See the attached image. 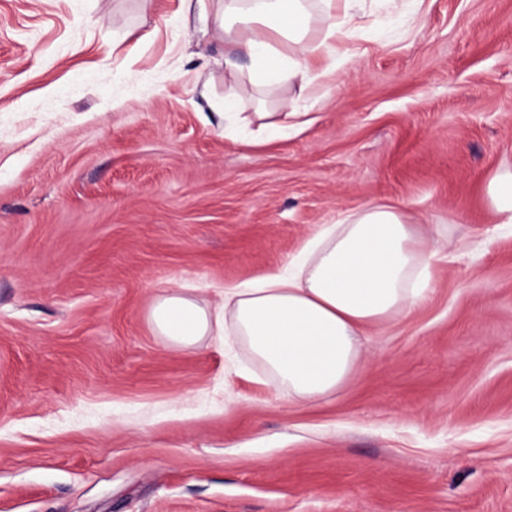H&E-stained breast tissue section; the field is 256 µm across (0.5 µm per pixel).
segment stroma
Instances as JSON below:
<instances>
[{"instance_id":"35a3bbf8","label":"stroma","mask_w":512,"mask_h":512,"mask_svg":"<svg viewBox=\"0 0 512 512\" xmlns=\"http://www.w3.org/2000/svg\"><path fill=\"white\" fill-rule=\"evenodd\" d=\"M178 4L0 0V512H512V0H361L305 124L252 144ZM372 202L441 259L329 401L150 326ZM243 96L240 88L230 86L228 92L224 94V101L221 107L224 110V129L226 124L228 128L234 129L238 126L239 122L247 120L252 123L248 117H242L243 112H239L242 106ZM486 198L499 224H512V168L500 169L489 177Z\"/></svg>"}]
</instances>
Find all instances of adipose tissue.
I'll return each instance as SVG.
<instances>
[{
  "label": "adipose tissue",
  "instance_id": "1",
  "mask_svg": "<svg viewBox=\"0 0 512 512\" xmlns=\"http://www.w3.org/2000/svg\"><path fill=\"white\" fill-rule=\"evenodd\" d=\"M213 8L225 65L235 71L246 58L252 86L293 81L302 97L321 64L335 65L337 43L357 35L340 23L313 40L308 0H214ZM439 258L437 240L402 209L369 204L322 226L285 270L225 285L214 307L162 290L149 321L180 348L235 337L289 402L314 406L359 380L369 328L429 299Z\"/></svg>",
  "mask_w": 512,
  "mask_h": 512
}]
</instances>
